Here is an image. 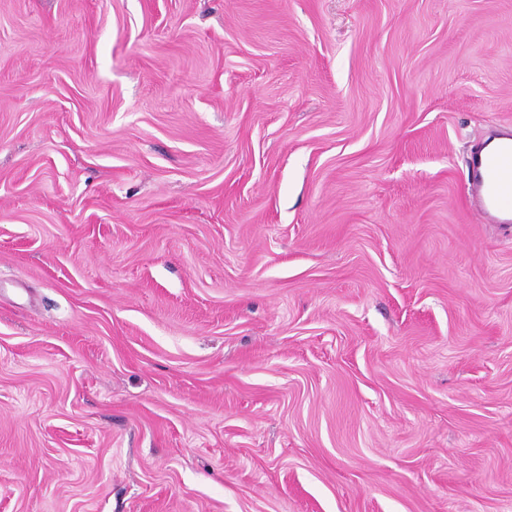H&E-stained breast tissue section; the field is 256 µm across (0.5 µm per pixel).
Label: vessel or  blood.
<instances>
[{"instance_id": "1", "label": "vessel or blood", "mask_w": 512, "mask_h": 512, "mask_svg": "<svg viewBox=\"0 0 512 512\" xmlns=\"http://www.w3.org/2000/svg\"><path fill=\"white\" fill-rule=\"evenodd\" d=\"M486 222L512 224V139L493 148L479 147L472 156L466 186Z\"/></svg>"}]
</instances>
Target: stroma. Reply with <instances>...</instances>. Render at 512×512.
Listing matches in <instances>:
<instances>
[{"mask_svg": "<svg viewBox=\"0 0 512 512\" xmlns=\"http://www.w3.org/2000/svg\"><path fill=\"white\" fill-rule=\"evenodd\" d=\"M512 0H0V512H512ZM512 138V134H506ZM505 137L493 148L482 145L474 152L467 192L480 207L486 222L512 224V139Z\"/></svg>", "mask_w": 512, "mask_h": 512, "instance_id": "stroma-1", "label": "stroma"}]
</instances>
